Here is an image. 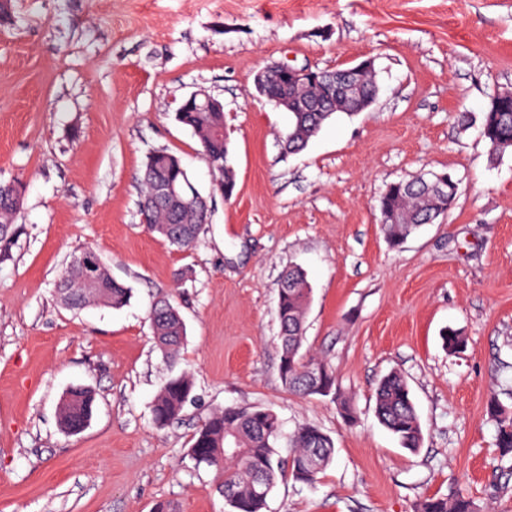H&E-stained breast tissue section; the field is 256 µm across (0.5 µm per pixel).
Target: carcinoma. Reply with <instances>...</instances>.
Returning a JSON list of instances; mask_svg holds the SVG:
<instances>
[{
    "instance_id": "cac0c4a2",
    "label": "carcinoma",
    "mask_w": 512,
    "mask_h": 512,
    "mask_svg": "<svg viewBox=\"0 0 512 512\" xmlns=\"http://www.w3.org/2000/svg\"><path fill=\"white\" fill-rule=\"evenodd\" d=\"M503 111H487L482 117V135L490 152L499 155L512 149V101L502 102ZM332 112H295L294 126L284 138L283 148L288 153L303 150L322 125L332 119ZM176 120L197 135L212 167L224 174L219 189L225 199L234 195V174L227 164L228 146L221 133L224 113L201 112L182 103ZM144 190L139 202L143 223L151 224L162 239L180 249H191L198 243L199 232L205 215L179 207L165 205L158 200L157 187L161 183L189 182L187 171L174 155L157 151L148 157L142 178ZM24 185L19 181L0 182V236L11 233L16 214L22 207ZM442 201L434 196L428 183L420 180H401L391 184L380 199V207L397 210L404 216L398 224L388 222L385 231L390 245L398 246L433 218ZM279 300L282 314L280 324L279 362L291 358L295 368L288 378L281 379L289 391L302 396L318 395L308 371L322 369L326 372L328 390L324 396L336 398V377L329 363L302 353L305 342V322L308 309L306 301L310 287L305 273L288 267L279 280ZM60 302L71 309H81L91 304H103L119 309L130 298L129 289L110 275L88 279L76 267H66L55 284ZM150 320L154 343L169 360H175L185 335L183 320L168 296L157 298L150 306ZM443 345L450 351L465 347V338L456 330L442 332ZM193 389L186 374L171 377L154 400V422L162 427L178 419ZM95 397L91 389L76 387L62 412L61 427L68 434L76 435L79 427L93 414ZM375 415L378 422L397 437L401 447L415 451L423 442L420 419L413 402L407 380L392 371L382 377L375 388ZM490 413L498 421L496 445L502 455H512V415L497 401L490 403ZM283 437L282 422L270 408L263 406H226L204 419L193 436L191 447L203 448L205 453L196 459L197 464L215 468L222 478L218 486L232 508V512H263L267 495L272 491L277 474L289 469L297 482L312 485L318 474L328 466L335 453L334 441L320 429L302 425L288 435L292 448L290 465H284L278 448ZM260 470L265 484V496L255 492V470ZM419 512H475L474 503L464 497L453 499L429 498L420 504Z\"/></svg>"
}]
</instances>
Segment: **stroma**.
<instances>
[{
  "mask_svg": "<svg viewBox=\"0 0 512 512\" xmlns=\"http://www.w3.org/2000/svg\"><path fill=\"white\" fill-rule=\"evenodd\" d=\"M372 60L379 93L283 153L291 113L259 97L257 71ZM224 105L231 199L176 112L198 89ZM512 91V0H12L0 24V182L22 180L15 233L0 241V512H230L191 439L227 405L275 411L336 454L315 485L282 473L265 512H415L463 496L512 512V456L491 399L512 410V150L494 157L481 117ZM472 121L461 125L460 113ZM177 156L211 212L179 250L138 203L148 157ZM448 173V212L391 246L379 201L394 182ZM95 249L127 305L64 307L55 283ZM312 289L305 347L335 370L336 402L278 375L285 267ZM173 295L186 327L174 366L148 308ZM466 338L451 352L441 332ZM407 379L423 430L401 448L375 415L377 382ZM193 380L178 421L152 404L171 373ZM96 395L64 433L57 405ZM95 397L91 389L76 387L71 391V399L66 402L62 412L61 427L70 435L79 434V427L86 420H90L93 414Z\"/></svg>",
  "mask_w": 512,
  "mask_h": 512,
  "instance_id": "1",
  "label": "stroma"
}]
</instances>
